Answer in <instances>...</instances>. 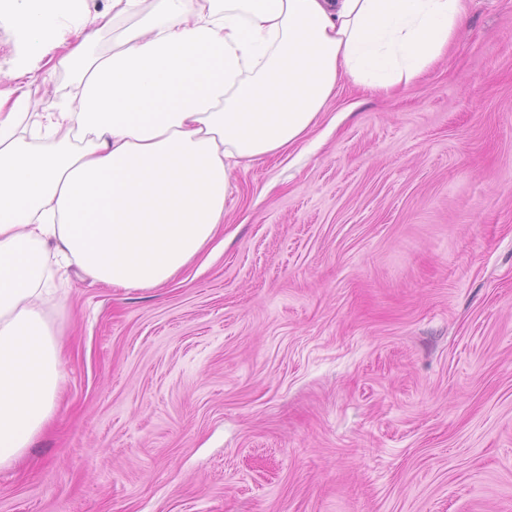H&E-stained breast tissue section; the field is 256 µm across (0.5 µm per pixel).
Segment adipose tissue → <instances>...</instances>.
<instances>
[{
    "mask_svg": "<svg viewBox=\"0 0 512 512\" xmlns=\"http://www.w3.org/2000/svg\"><path fill=\"white\" fill-rule=\"evenodd\" d=\"M0 0V467L53 414L39 306L70 269L162 286L219 232L236 173L314 128L340 80L388 95L444 57L467 0ZM102 28V29H103ZM63 69L81 92L40 112Z\"/></svg>",
    "mask_w": 512,
    "mask_h": 512,
    "instance_id": "adipose-tissue-1",
    "label": "adipose tissue"
}]
</instances>
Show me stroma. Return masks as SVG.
Here are the masks:
<instances>
[{
  "mask_svg": "<svg viewBox=\"0 0 512 512\" xmlns=\"http://www.w3.org/2000/svg\"><path fill=\"white\" fill-rule=\"evenodd\" d=\"M235 184L164 286L43 305L61 400L0 512H512V0Z\"/></svg>",
  "mask_w": 512,
  "mask_h": 512,
  "instance_id": "1",
  "label": "stroma"
}]
</instances>
